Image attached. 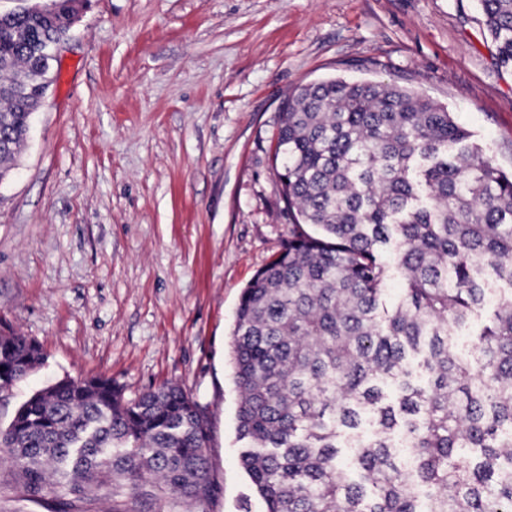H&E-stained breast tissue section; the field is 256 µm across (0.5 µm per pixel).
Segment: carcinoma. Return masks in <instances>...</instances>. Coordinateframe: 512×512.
I'll return each instance as SVG.
<instances>
[{
    "label": "carcinoma",
    "mask_w": 512,
    "mask_h": 512,
    "mask_svg": "<svg viewBox=\"0 0 512 512\" xmlns=\"http://www.w3.org/2000/svg\"><path fill=\"white\" fill-rule=\"evenodd\" d=\"M512 67V0H477ZM56 21L0 18V165L29 129L11 87ZM453 113L394 83L329 80L284 104L278 178L309 230L257 271L235 314L240 464L266 512H512V172ZM396 245L404 288L386 305ZM506 287H500V284ZM471 351L455 336L486 305ZM41 346L0 331V391L38 370ZM206 407L182 387L128 398L112 379L64 378L0 430V457L31 489H106L112 512L150 485L193 503L220 491ZM414 457L408 472L397 447Z\"/></svg>",
    "instance_id": "obj_1"
}]
</instances>
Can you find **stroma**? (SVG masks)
<instances>
[{
    "mask_svg": "<svg viewBox=\"0 0 512 512\" xmlns=\"http://www.w3.org/2000/svg\"><path fill=\"white\" fill-rule=\"evenodd\" d=\"M0 184V328L45 365L0 392L103 375L206 406L219 494L137 512H265L238 461L229 364L240 296L296 226L273 163L283 102L326 78L393 81L447 107L512 169V70L476 0H88ZM0 512H112L0 461Z\"/></svg>",
    "mask_w": 512,
    "mask_h": 512,
    "instance_id": "1",
    "label": "stroma"
}]
</instances>
